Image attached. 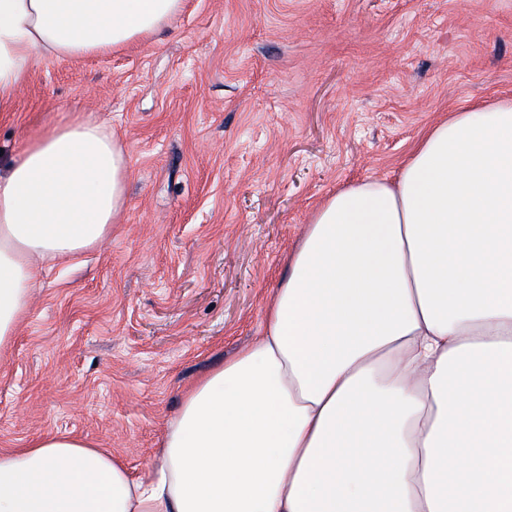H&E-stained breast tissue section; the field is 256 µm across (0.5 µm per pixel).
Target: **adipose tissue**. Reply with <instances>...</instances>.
<instances>
[{"label": "adipose tissue", "instance_id": "obj_1", "mask_svg": "<svg viewBox=\"0 0 512 512\" xmlns=\"http://www.w3.org/2000/svg\"><path fill=\"white\" fill-rule=\"evenodd\" d=\"M183 0H0V112L34 59L109 53ZM129 158L78 118L0 174V349L39 265L97 244ZM0 512H512V100L450 112L314 211L259 336L132 476L88 440L0 450Z\"/></svg>", "mask_w": 512, "mask_h": 512}]
</instances>
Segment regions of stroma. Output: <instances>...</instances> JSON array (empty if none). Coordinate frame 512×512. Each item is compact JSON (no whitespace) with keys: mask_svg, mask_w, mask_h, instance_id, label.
<instances>
[{"mask_svg":"<svg viewBox=\"0 0 512 512\" xmlns=\"http://www.w3.org/2000/svg\"><path fill=\"white\" fill-rule=\"evenodd\" d=\"M492 97L512 98V0H184L150 40L36 60L0 164L92 116L128 152L127 205L39 272L0 354V448L70 434L146 472L183 391L258 335L314 209Z\"/></svg>","mask_w":512,"mask_h":512,"instance_id":"obj_1","label":"stroma"}]
</instances>
